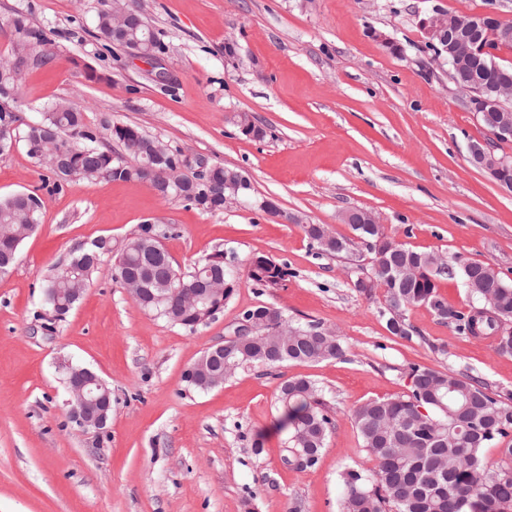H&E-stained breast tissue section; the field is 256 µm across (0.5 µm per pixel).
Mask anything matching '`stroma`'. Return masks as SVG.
<instances>
[{"instance_id": "obj_1", "label": "stroma", "mask_w": 512, "mask_h": 512, "mask_svg": "<svg viewBox=\"0 0 512 512\" xmlns=\"http://www.w3.org/2000/svg\"><path fill=\"white\" fill-rule=\"evenodd\" d=\"M137 3L172 83L99 39L96 15L111 0H0V25L22 13L50 40L48 61L23 72L22 116L37 121L72 104L108 147L110 123L134 124L188 159L244 171L252 192L209 213L142 181L54 188L20 143L0 156V197L24 191L42 201L37 230L0 278V512H341L343 470L375 467L351 413L407 394L411 365L478 377L512 405V356L494 340L459 334L423 306L406 310L411 339L390 335L382 292L354 286L357 254L318 253L303 231L323 224L348 237L343 214L369 210L407 247L459 255L512 282V193L469 160L472 142L512 155V141L480 123L420 27L443 12L512 21V0ZM240 112L264 138L241 133ZM265 200L280 216L260 209ZM148 221L174 229L163 244L181 269L223 252L235 281L223 310L193 332L172 325L143 311L106 262L46 329L41 285L53 266L99 237L120 249ZM256 255L287 264L284 286L249 279ZM260 304L336 330L344 359L247 368L208 391L188 386L185 371ZM63 358L111 388L104 429L69 421ZM298 376L315 380L333 408L320 459L305 470L288 465L277 427L280 387Z\"/></svg>"}]
</instances>
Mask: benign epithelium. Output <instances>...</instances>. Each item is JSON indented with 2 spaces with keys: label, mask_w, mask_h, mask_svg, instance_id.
<instances>
[{
  "label": "benign epithelium",
  "mask_w": 512,
  "mask_h": 512,
  "mask_svg": "<svg viewBox=\"0 0 512 512\" xmlns=\"http://www.w3.org/2000/svg\"><path fill=\"white\" fill-rule=\"evenodd\" d=\"M421 27L429 39L444 42L456 71H461L475 54L483 41L509 47L512 45V23L505 22L495 13H475L460 17L455 14L432 16L421 21ZM138 57L144 59L155 70L154 78L159 83H169L172 78L157 57L138 45L130 46ZM456 86L466 94V102L476 114L495 117L492 134L500 140L512 138V78L503 77L492 90L483 91L464 76L454 77ZM470 161L476 167L497 177L499 172L512 167V157L498 155L488 144L476 142L470 146ZM69 399L65 401L69 418L84 430H101L106 426L107 412L111 407L109 390L92 371L80 370L66 380Z\"/></svg>",
  "instance_id": "7a95c632"
}]
</instances>
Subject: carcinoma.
<instances>
[{
    "label": "carcinoma",
    "instance_id": "obj_1",
    "mask_svg": "<svg viewBox=\"0 0 512 512\" xmlns=\"http://www.w3.org/2000/svg\"><path fill=\"white\" fill-rule=\"evenodd\" d=\"M127 24L113 30L111 10L97 14L99 36L110 44L127 46L141 41L153 53L162 51L154 32L134 4H126ZM12 43L23 50L33 45L45 47V32L23 15L9 22ZM16 54L0 62V128L13 129L15 141L23 142L27 154L45 163L55 177V188L74 179L88 181H144L163 198H175L198 209L216 212L224 209V195L247 196L252 191L245 174L232 167L206 165L191 169L178 149H170L164 159L155 157L160 143L130 124L112 125V139L120 150L97 145V134L82 121V113L67 103H57L32 126L20 113L12 111L21 95V77ZM495 58L486 52L475 54L468 79L487 87L499 78L512 77V67L495 71ZM238 127L248 136L263 138L266 132L247 113L238 116ZM169 170L163 183L153 169ZM39 198L19 192L0 199V276L15 266L20 245L39 224ZM351 229L372 258L371 272L359 277L354 286L371 295L385 290L387 308L380 311L386 329L394 336L410 338L413 327L404 311L414 305L428 306L438 317L453 319L457 330L470 336H493L497 350L512 355V284L487 266L468 262L459 256L452 262H438L433 253L418 252L388 237L380 224L363 222V211L354 215ZM303 230L321 251L338 257L351 251L352 240L333 234L323 224H305ZM167 229L153 223L129 238L117 251L111 267L112 278L141 281L146 292L138 305L166 321L194 330L207 322L210 304L189 303L187 298L212 280L224 281V298L233 292L231 273L225 269L224 253L209 255L180 271L161 243ZM112 255V243L92 241L73 252L70 260L55 268L43 285L45 309L61 320L79 302L72 292L87 286L99 273L104 258ZM291 272L260 255L248 266V277L259 287L276 288ZM461 277L471 295L487 303L491 314L453 312L438 292V282ZM269 306L257 305L244 311L256 323L255 331L225 341L224 364L232 370L244 366L275 368L287 362L320 363L341 360L345 348L332 330L318 323L292 324L279 309L269 317ZM219 363L204 366L195 377L184 375L189 386L211 389V375ZM411 386L405 396L374 399L352 412L362 448L376 462L373 477L358 469L343 473L342 512H512V445L499 449V460H483L481 451L491 442L512 433V405L487 392L481 381L452 372L413 365ZM278 404L280 430L288 434V464L297 469L314 467L325 446L332 424L330 407L323 391L306 378L287 380L280 388Z\"/></svg>",
    "mask_w": 512,
    "mask_h": 512
}]
</instances>
